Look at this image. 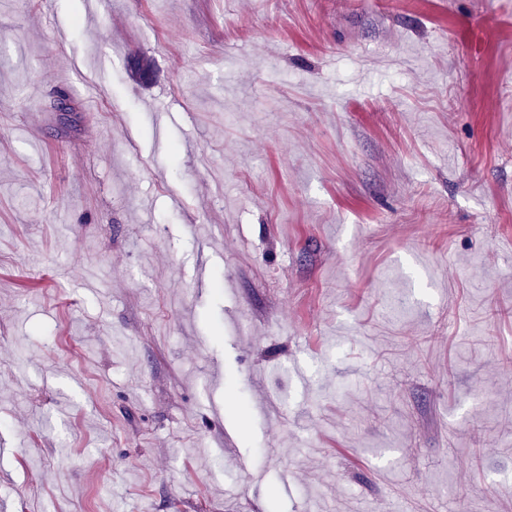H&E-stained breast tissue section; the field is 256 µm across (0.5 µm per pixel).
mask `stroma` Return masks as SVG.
I'll return each mask as SVG.
<instances>
[{
  "mask_svg": "<svg viewBox=\"0 0 512 512\" xmlns=\"http://www.w3.org/2000/svg\"><path fill=\"white\" fill-rule=\"evenodd\" d=\"M0 512H512V0H0Z\"/></svg>",
  "mask_w": 512,
  "mask_h": 512,
  "instance_id": "obj_1",
  "label": "stroma"
}]
</instances>
